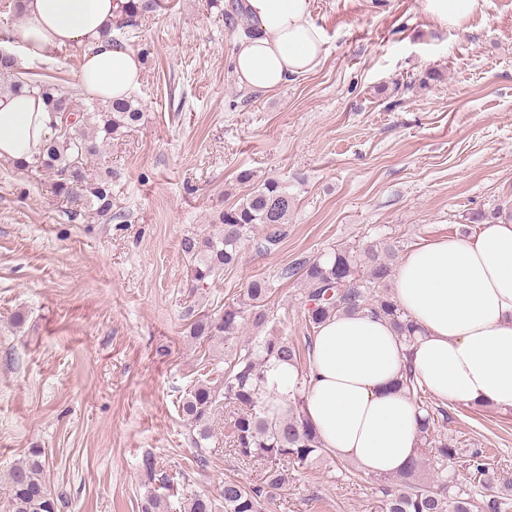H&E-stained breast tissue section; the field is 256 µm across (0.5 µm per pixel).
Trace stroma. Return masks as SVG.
Masks as SVG:
<instances>
[{
	"mask_svg": "<svg viewBox=\"0 0 512 512\" xmlns=\"http://www.w3.org/2000/svg\"><path fill=\"white\" fill-rule=\"evenodd\" d=\"M327 54L265 94L231 71L238 36L209 0H160L122 45L145 51L141 120L90 168L112 172L114 219L73 222L77 202L37 171L0 161V499L9 469L44 449L60 512H142L147 496L180 512L219 498L225 479L261 483L267 464L229 452L215 412L198 466L179 402L246 343L285 336L306 349L300 280L280 272L329 246L414 247L480 231L473 216L512 207V0H484L443 27L423 0H312ZM80 47L23 60L33 79L79 102ZM287 182L295 200L273 252L245 243L237 265L190 288L184 236L215 232L246 193L237 179ZM269 280L262 327L221 342L190 337L193 312L219 314ZM446 431L489 466L483 498L512 486V411L451 404ZM154 456L173 482L141 467ZM263 512H382L379 477L328 456L291 470Z\"/></svg>",
	"mask_w": 512,
	"mask_h": 512,
	"instance_id": "obj_1",
	"label": "stroma"
}]
</instances>
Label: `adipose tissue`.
Instances as JSON below:
<instances>
[{
	"label": "adipose tissue",
	"instance_id": "1",
	"mask_svg": "<svg viewBox=\"0 0 512 512\" xmlns=\"http://www.w3.org/2000/svg\"><path fill=\"white\" fill-rule=\"evenodd\" d=\"M123 2L26 0L15 32L31 57L84 48L80 87L104 103L127 99L141 83L142 63L112 37ZM243 7L255 33L235 45L239 88L276 91L325 57L311 0H244ZM50 122L39 95L0 94V160L30 159L50 137ZM391 288L417 327L412 343L388 320L342 313L319 327L304 366L272 360L266 372L279 411L302 391L325 447L375 476L401 474L419 451L420 415L398 388L405 373L442 403L512 409V220L419 246L400 261Z\"/></svg>",
	"mask_w": 512,
	"mask_h": 512
}]
</instances>
